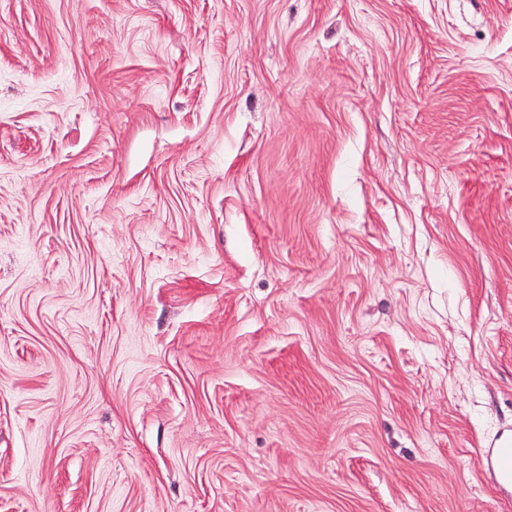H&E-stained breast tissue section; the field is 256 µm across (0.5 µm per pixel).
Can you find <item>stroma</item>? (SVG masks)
<instances>
[{"mask_svg": "<svg viewBox=\"0 0 512 512\" xmlns=\"http://www.w3.org/2000/svg\"><path fill=\"white\" fill-rule=\"evenodd\" d=\"M512 0H0V512H512ZM488 466L495 472L503 487L512 486V443H502L491 449L486 456Z\"/></svg>", "mask_w": 512, "mask_h": 512, "instance_id": "obj_1", "label": "stroma"}]
</instances>
